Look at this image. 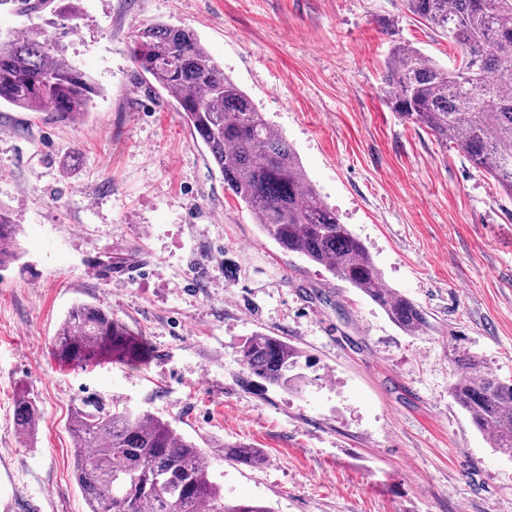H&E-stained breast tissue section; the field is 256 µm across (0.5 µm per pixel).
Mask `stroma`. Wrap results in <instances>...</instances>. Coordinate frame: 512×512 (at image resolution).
Masks as SVG:
<instances>
[{"instance_id": "35a3bbf8", "label": "stroma", "mask_w": 512, "mask_h": 512, "mask_svg": "<svg viewBox=\"0 0 512 512\" xmlns=\"http://www.w3.org/2000/svg\"><path fill=\"white\" fill-rule=\"evenodd\" d=\"M63 54L101 87L87 114L0 106V207L21 257L0 268V512H87L70 409L154 412L212 444L226 500L274 512H512V457L449 395L452 351L512 380V200L384 103L392 42L455 49L403 0H79ZM194 30L364 243L385 286L426 311L409 335L358 289L283 252L224 181L173 99L129 56L149 24ZM133 251L129 273L88 263ZM111 309L141 353L59 360L67 310ZM303 356L298 389L242 388L253 333ZM41 420L16 429L18 393ZM262 449L230 465L221 442Z\"/></svg>"}]
</instances>
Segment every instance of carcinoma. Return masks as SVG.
<instances>
[{
	"mask_svg": "<svg viewBox=\"0 0 512 512\" xmlns=\"http://www.w3.org/2000/svg\"><path fill=\"white\" fill-rule=\"evenodd\" d=\"M77 0H0L6 11L29 20L49 13L73 17ZM409 13L440 31L458 52L445 67L418 49L392 45L382 92L391 111L453 144L475 169L512 200V0H405ZM136 71L150 87L167 92L189 129L205 145L224 179V190L245 204L262 232L284 252L324 267L378 305L401 331L427 326L411 298L383 286L382 273L363 242L341 223L307 181L282 134L220 67L195 32L170 24L146 25L130 45ZM102 91L86 73L57 53L56 41L38 24L21 36L0 39V104L61 119L84 115ZM18 225L0 207V268L19 259ZM131 255L110 252L92 275L125 274ZM58 357L91 365L112 353L137 354L134 344L100 305H74L54 338ZM299 350L281 336L256 332L240 349L246 388L292 390ZM453 402L469 415L491 447L512 456V381L485 370L484 360L454 358ZM20 430L40 419L36 401L14 403ZM74 475L88 512H274L250 501L227 502L211 480V454L149 410L111 412L73 407ZM224 460L258 467L263 451L243 443L223 445Z\"/></svg>",
	"mask_w": 512,
	"mask_h": 512,
	"instance_id": "1",
	"label": "carcinoma"
}]
</instances>
